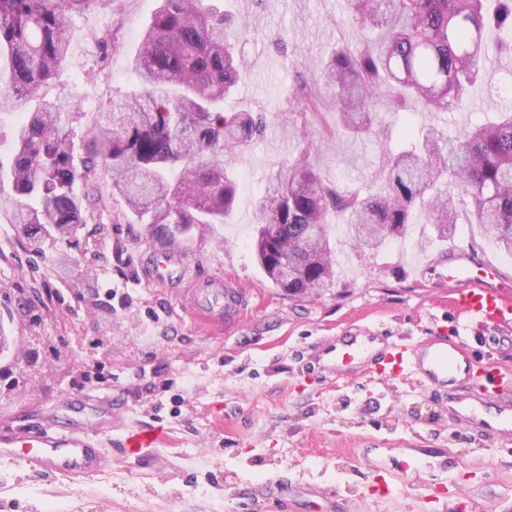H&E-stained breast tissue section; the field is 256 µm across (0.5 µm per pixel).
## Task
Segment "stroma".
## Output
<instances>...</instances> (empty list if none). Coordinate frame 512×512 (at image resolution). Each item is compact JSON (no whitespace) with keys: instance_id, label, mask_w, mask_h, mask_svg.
I'll return each mask as SVG.
<instances>
[{"instance_id":"1","label":"stroma","mask_w":512,"mask_h":512,"mask_svg":"<svg viewBox=\"0 0 512 512\" xmlns=\"http://www.w3.org/2000/svg\"><path fill=\"white\" fill-rule=\"evenodd\" d=\"M246 22L241 46L247 65L226 112L270 113L266 137L235 160L238 198L229 223L181 244V255L159 282L149 277L162 248L147 225L131 220L110 177L97 170L102 203L88 214L76 242L48 238L33 248L0 218V433L20 434L70 414V395L111 398L124 421L113 430L110 468L74 488L59 478L27 479L15 462L0 459V512H272L268 496L311 485L334 497L338 512H512V442L492 443L455 426L448 405L411 375L373 379L336 377L306 367L312 347L358 328L414 341L454 331L444 289L423 262L460 247L512 269V258L479 225L458 224L447 241L419 250L427 216L416 212L405 239L362 253L331 216L336 249L332 287L288 297L261 270L254 251L255 207L269 177L294 159L302 143L287 119L297 77L319 98L333 122V94L319 76L339 42L361 36L345 0H207ZM155 0H110L106 8L74 15L71 55L51 93L76 149L88 146L113 98L137 76L129 65ZM287 34L286 44L276 42ZM512 70V57L490 56L483 88L463 106L429 114L418 103L397 112L378 105L380 136L337 141L318 160L325 180L356 178L376 189L386 150L408 146L404 128L432 123L456 137L493 117L492 89ZM236 283L245 295L241 314L202 326L188 312L194 277ZM126 288L113 306L103 289ZM54 298L40 306L44 289ZM159 319L142 333L148 311ZM465 335L477 357L512 369V326L469 323ZM104 382L86 376L88 362ZM182 404H175L176 395ZM160 426L155 447L139 457L119 446L128 429Z\"/></svg>"}]
</instances>
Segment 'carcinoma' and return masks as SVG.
<instances>
[{"label": "carcinoma", "instance_id": "cac0c4a2", "mask_svg": "<svg viewBox=\"0 0 512 512\" xmlns=\"http://www.w3.org/2000/svg\"><path fill=\"white\" fill-rule=\"evenodd\" d=\"M108 0H0V57L9 80L0 84V112L29 106L16 130L0 188V217L19 226L34 247L56 234L76 235L90 207L103 200L91 181L110 175L141 224L159 240L202 236L234 212L238 182L229 159L245 153L267 128L263 112L224 113V96L238 84L244 31L205 0H157L131 59L138 87L112 101L109 127L96 133L81 159L61 123V104L48 88L70 57L71 19ZM373 42L340 44L322 72L334 89L336 112L348 136L373 131L372 108L389 97L410 99L426 112H448L482 79L489 54L512 53V0H346ZM298 116H321L311 92L289 96ZM318 138L303 130L305 147L268 183L255 212L256 255L275 287L290 295L315 293L336 276L328 217H346L348 240L361 252L402 237L417 209L427 211L439 239L470 203L472 219L501 251L512 255V106L455 139L432 125L421 141L382 161L375 194L350 182L325 181L315 159ZM448 176V187L438 183Z\"/></svg>", "mask_w": 512, "mask_h": 512}]
</instances>
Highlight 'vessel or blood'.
I'll return each instance as SVG.
<instances>
[{"label":"vessel or blood","instance_id":"vessel-or-blood-1","mask_svg":"<svg viewBox=\"0 0 512 512\" xmlns=\"http://www.w3.org/2000/svg\"><path fill=\"white\" fill-rule=\"evenodd\" d=\"M440 287L449 291V304L462 322L494 326L512 324V274L477 254L450 249L427 267ZM196 318L205 324L235 316L242 306L239 288H195L191 291ZM364 373L385 378L419 376L427 386L448 389L449 410L460 424L487 438H512V376L493 362H480L458 336H434L411 342L379 335L371 329L327 340L315 359L316 367L343 374L353 365ZM97 418L71 419L64 426L47 422L17 438L0 434V457L14 459L31 479L62 476L82 481L107 464L102 445L112 433V403L95 406ZM158 428L128 433L123 450L139 454L160 438Z\"/></svg>","mask_w":512,"mask_h":512}]
</instances>
